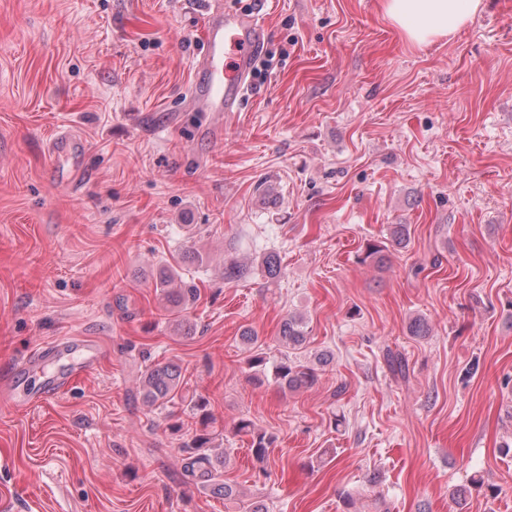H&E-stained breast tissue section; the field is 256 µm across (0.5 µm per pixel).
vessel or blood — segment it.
<instances>
[{
  "label": "vessel or blood",
  "instance_id": "1",
  "mask_svg": "<svg viewBox=\"0 0 512 512\" xmlns=\"http://www.w3.org/2000/svg\"><path fill=\"white\" fill-rule=\"evenodd\" d=\"M266 30L256 18L227 10H212L205 16L203 53L195 63L196 80L191 88L193 99L213 112L237 111L244 90V79L260 53ZM78 137L67 131L57 132L50 141L49 152L71 159L69 172L61 180L76 184L82 170ZM101 348L78 336H64L35 350L18 362L6 388L33 404L60 394L74 376L98 366ZM43 377L38 392L25 389L29 375Z\"/></svg>",
  "mask_w": 512,
  "mask_h": 512
}]
</instances>
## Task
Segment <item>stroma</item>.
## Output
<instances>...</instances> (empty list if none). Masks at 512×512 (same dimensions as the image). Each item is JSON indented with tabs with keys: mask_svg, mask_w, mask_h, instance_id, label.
I'll return each mask as SVG.
<instances>
[{
	"mask_svg": "<svg viewBox=\"0 0 512 512\" xmlns=\"http://www.w3.org/2000/svg\"><path fill=\"white\" fill-rule=\"evenodd\" d=\"M203 2L0 0V376L73 333L104 350L54 398L0 395V501L225 512L184 471L202 398L225 478L270 512H512V0L423 47L382 0H266L236 112L189 98ZM60 127L85 142L76 190L48 152ZM232 260L245 279L225 281ZM163 263L199 289L178 322ZM289 315L309 327L297 358L332 360L297 392L255 385L240 333L278 358ZM158 360L185 380L149 407ZM242 418L275 436L265 461Z\"/></svg>",
	"mask_w": 512,
	"mask_h": 512,
	"instance_id": "stroma-1",
	"label": "stroma"
}]
</instances>
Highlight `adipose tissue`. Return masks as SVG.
<instances>
[{
    "mask_svg": "<svg viewBox=\"0 0 512 512\" xmlns=\"http://www.w3.org/2000/svg\"><path fill=\"white\" fill-rule=\"evenodd\" d=\"M481 0H383V11L411 44L422 46L472 23Z\"/></svg>",
    "mask_w": 512,
    "mask_h": 512,
    "instance_id": "1",
    "label": "adipose tissue"
}]
</instances>
